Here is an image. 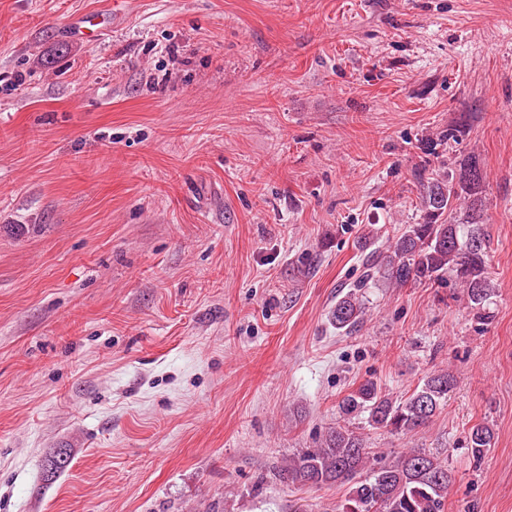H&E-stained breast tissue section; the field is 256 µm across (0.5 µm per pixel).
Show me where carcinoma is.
Here are the masks:
<instances>
[{
	"label": "carcinoma",
	"instance_id": "obj_1",
	"mask_svg": "<svg viewBox=\"0 0 512 512\" xmlns=\"http://www.w3.org/2000/svg\"><path fill=\"white\" fill-rule=\"evenodd\" d=\"M484 175L479 163H461L452 181L431 179L422 193L423 221L410 224L387 247L372 257L357 287L382 278L394 288L410 282L437 281L448 274L463 300L478 316L493 291L488 276L490 236L481 195ZM365 306L351 290L336 301L332 322L349 330L364 320ZM454 385L446 370L427 376L404 400L393 398L372 379H366L342 399V417L363 416L373 428L409 434L425 426L447 401ZM493 432L485 424L470 430L468 448L475 462L492 447ZM384 458L367 447L364 438L336 423L319 446L286 460L277 475L303 486H340L345 498L338 512H444L452 482L448 465L419 448H408L377 467Z\"/></svg>",
	"mask_w": 512,
	"mask_h": 512
}]
</instances>
